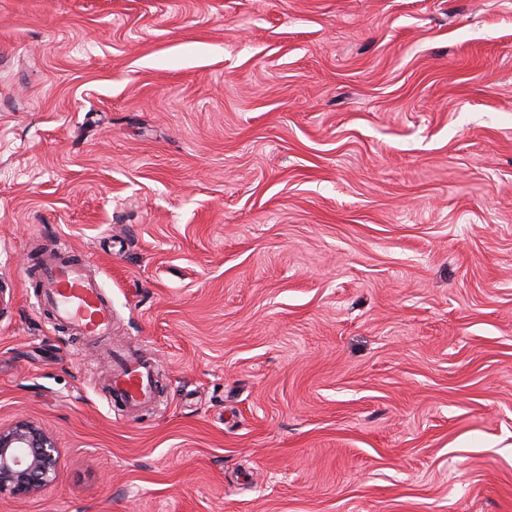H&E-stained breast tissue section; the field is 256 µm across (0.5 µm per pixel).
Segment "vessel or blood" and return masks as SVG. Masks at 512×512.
Returning <instances> with one entry per match:
<instances>
[{
	"instance_id": "vessel-or-blood-1",
	"label": "vessel or blood",
	"mask_w": 512,
	"mask_h": 512,
	"mask_svg": "<svg viewBox=\"0 0 512 512\" xmlns=\"http://www.w3.org/2000/svg\"><path fill=\"white\" fill-rule=\"evenodd\" d=\"M88 257L67 244H54L38 253L32 278L38 301L48 306L56 320L89 339H100L112 329V301L89 273ZM155 364L139 351L126 349L114 355L108 395L114 405L129 411L156 395Z\"/></svg>"
}]
</instances>
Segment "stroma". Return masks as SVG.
I'll return each instance as SVG.
<instances>
[{"label": "stroma", "mask_w": 512, "mask_h": 512, "mask_svg": "<svg viewBox=\"0 0 512 512\" xmlns=\"http://www.w3.org/2000/svg\"><path fill=\"white\" fill-rule=\"evenodd\" d=\"M61 240L113 337L39 305ZM19 418L63 463L0 512H512V0H0ZM155 363L137 350L116 351L108 395L114 406L128 412L148 403L156 395Z\"/></svg>", "instance_id": "35a3bbf8"}]
</instances>
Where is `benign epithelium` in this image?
Returning <instances> with one entry per match:
<instances>
[{
	"mask_svg": "<svg viewBox=\"0 0 512 512\" xmlns=\"http://www.w3.org/2000/svg\"><path fill=\"white\" fill-rule=\"evenodd\" d=\"M60 467V450L41 427L25 418L0 426L1 502L37 495L54 481Z\"/></svg>",
	"mask_w": 512,
	"mask_h": 512,
	"instance_id": "obj_1",
	"label": "benign epithelium"
}]
</instances>
